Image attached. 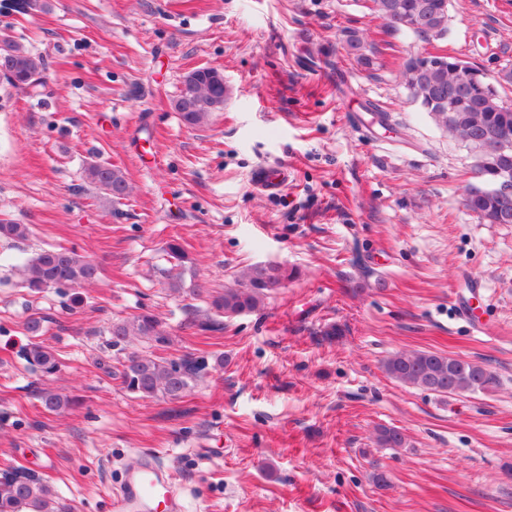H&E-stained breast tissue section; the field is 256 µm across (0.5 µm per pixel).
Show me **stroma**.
Segmentation results:
<instances>
[{
  "label": "stroma",
  "instance_id": "35a3bbf8",
  "mask_svg": "<svg viewBox=\"0 0 512 512\" xmlns=\"http://www.w3.org/2000/svg\"><path fill=\"white\" fill-rule=\"evenodd\" d=\"M449 16L444 52L512 69V0H450ZM350 30L376 65L345 53ZM1 38L44 70L26 90L0 79V220L33 229L0 238V465L37 471L61 512H109L145 454L184 512H512V224L464 208L473 159L402 76L420 40L383 33L365 0H0ZM204 66L230 95L191 128L174 100ZM92 160L125 173V199L87 186ZM262 164L287 184L255 190ZM50 246L90 257L99 281L29 292L18 268ZM259 263L298 275L198 331ZM145 311L170 345H113L112 323ZM33 317L54 374L25 359ZM398 350L484 363L500 385L404 386L381 368ZM147 353L209 368L182 398H142L119 370ZM45 391L75 404L47 410ZM379 425L409 447H375Z\"/></svg>",
  "mask_w": 512,
  "mask_h": 512
}]
</instances>
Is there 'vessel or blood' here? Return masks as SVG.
<instances>
[{"mask_svg":"<svg viewBox=\"0 0 512 512\" xmlns=\"http://www.w3.org/2000/svg\"><path fill=\"white\" fill-rule=\"evenodd\" d=\"M287 181L286 168L262 166L251 176L254 187L276 191ZM112 512H182L183 505L172 476L154 458L143 459L130 470L111 499Z\"/></svg>","mask_w":512,"mask_h":512,"instance_id":"b4317fda","label":"vessel or blood"}]
</instances>
